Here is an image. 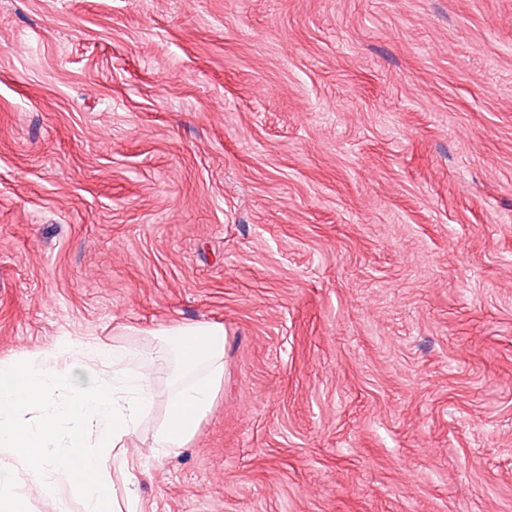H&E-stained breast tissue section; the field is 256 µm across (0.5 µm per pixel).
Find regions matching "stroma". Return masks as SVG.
<instances>
[{"instance_id":"1","label":"stroma","mask_w":512,"mask_h":512,"mask_svg":"<svg viewBox=\"0 0 512 512\" xmlns=\"http://www.w3.org/2000/svg\"><path fill=\"white\" fill-rule=\"evenodd\" d=\"M223 324L143 512H512V0H0V360Z\"/></svg>"}]
</instances>
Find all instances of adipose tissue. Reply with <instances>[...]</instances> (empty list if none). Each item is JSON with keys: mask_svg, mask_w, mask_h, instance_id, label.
Listing matches in <instances>:
<instances>
[{"mask_svg": "<svg viewBox=\"0 0 512 512\" xmlns=\"http://www.w3.org/2000/svg\"><path fill=\"white\" fill-rule=\"evenodd\" d=\"M157 334L156 347L69 341L0 361V512H33L34 485L52 512H118L112 475L134 468L122 448L155 402L159 370L170 386L151 447L165 456L192 441L223 383L224 328L183 322Z\"/></svg>", "mask_w": 512, "mask_h": 512, "instance_id": "adipose-tissue-1", "label": "adipose tissue"}]
</instances>
